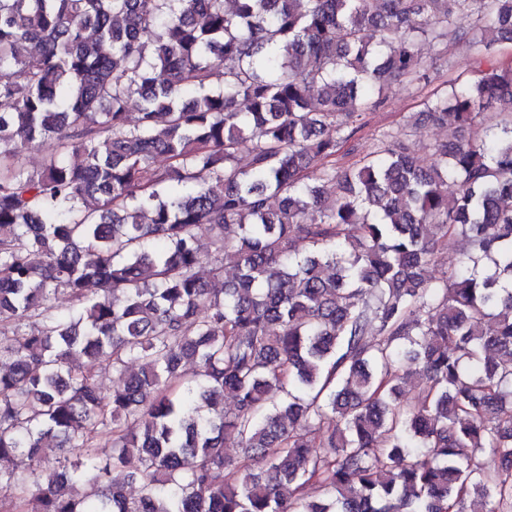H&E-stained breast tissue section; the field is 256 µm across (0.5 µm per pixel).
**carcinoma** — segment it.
Wrapping results in <instances>:
<instances>
[{
  "label": "carcinoma",
  "instance_id": "carcinoma-1",
  "mask_svg": "<svg viewBox=\"0 0 512 512\" xmlns=\"http://www.w3.org/2000/svg\"><path fill=\"white\" fill-rule=\"evenodd\" d=\"M449 37L512 0H0V512H512V65L333 164ZM464 250L465 243L462 240H457L453 246L448 247L447 251L438 255L435 263L429 267L428 274L432 277H439L442 272L454 268Z\"/></svg>",
  "mask_w": 512,
  "mask_h": 512
}]
</instances>
